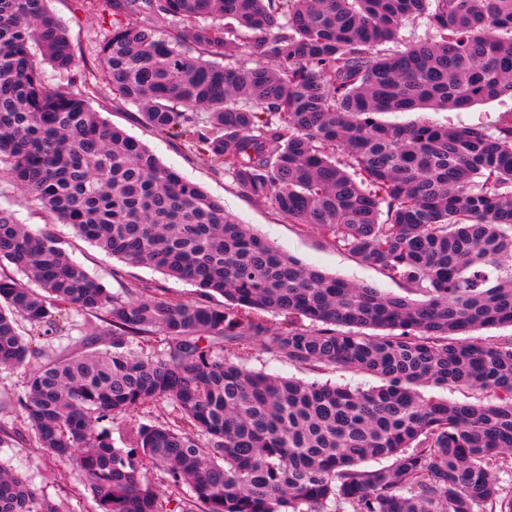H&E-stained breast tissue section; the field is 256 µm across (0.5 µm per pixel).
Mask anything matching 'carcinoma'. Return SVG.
<instances>
[{
	"instance_id": "1",
	"label": "carcinoma",
	"mask_w": 512,
	"mask_h": 512,
	"mask_svg": "<svg viewBox=\"0 0 512 512\" xmlns=\"http://www.w3.org/2000/svg\"><path fill=\"white\" fill-rule=\"evenodd\" d=\"M47 2L0 0L9 182L102 250L226 303L113 293L50 227L0 205V265L37 284L0 275V368H30L19 404L39 447L75 463L100 512H512L499 480L512 474V339L464 340L512 326V118L491 132L378 119L512 96V0H104L112 33L76 90L44 79L45 63L77 67ZM154 16L175 28L157 34L144 25ZM420 19L427 36L404 43ZM244 47L268 64L246 66ZM99 77L158 134L406 295L305 266L237 223L90 108ZM72 311L98 315L106 349L79 337L84 351L53 359L20 331L70 336ZM264 313L288 324L272 332ZM257 338L383 385L250 370L240 359ZM157 401L167 416L140 422ZM150 470L165 489L143 479ZM0 512L67 510L0 465ZM512 337L511 326H500L493 328H483L475 330L471 333V336H465L464 338L469 341L482 342L485 344H497L510 339Z\"/></svg>"
}]
</instances>
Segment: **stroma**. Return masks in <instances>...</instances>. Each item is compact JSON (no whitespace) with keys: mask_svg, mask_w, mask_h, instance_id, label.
Wrapping results in <instances>:
<instances>
[{"mask_svg":"<svg viewBox=\"0 0 512 512\" xmlns=\"http://www.w3.org/2000/svg\"><path fill=\"white\" fill-rule=\"evenodd\" d=\"M48 6L66 28L79 62L93 63L98 42L112 29L109 7L102 0H49ZM90 106L109 124L140 141L161 163L176 169L209 195L223 201L225 210L237 222L250 225L283 252L329 275L356 284H372L388 294H401L400 283L387 278L377 268L359 262L347 251L324 240L313 228L288 223L270 201L245 194L231 175L215 167L207 156L198 154L189 143L157 135L143 121L137 106L114 97L107 90L92 98ZM509 113L512 114V97L503 96L475 103L462 110L390 112L384 114L383 119L398 124L422 119L441 126H479L491 130L502 116ZM0 205L10 208L18 223L35 229L52 225L54 232L67 240L70 256L111 292L132 296L149 292L182 303L205 298L200 289L191 283L169 277L146 265L127 264L79 238L69 226L54 223L38 200L20 191L0 195ZM205 299L214 306L224 303L223 296L216 293ZM244 362L250 369L287 379L364 389L379 383L378 378L359 372L309 370L307 366L268 352L260 343L253 345L245 355ZM25 382L24 370L0 369V424L18 431L12 445L0 448V462L7 468L26 474L46 498L65 504L69 512H97L94 500L81 484L79 473L71 469L68 463L58 461L41 450L33 433L26 427L17 402ZM59 470L66 472L65 481L54 480L53 474Z\"/></svg>","mask_w":512,"mask_h":512,"instance_id":"1","label":"stroma"}]
</instances>
